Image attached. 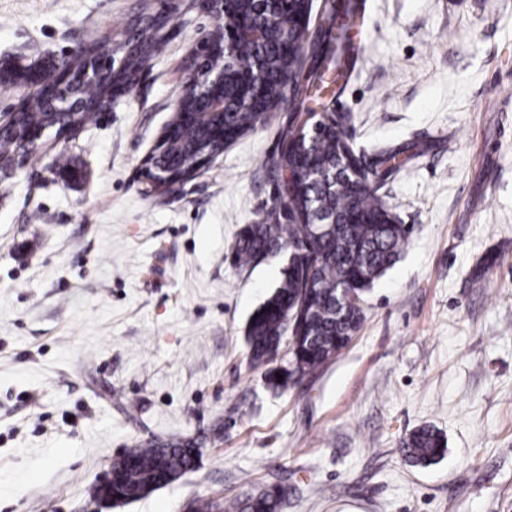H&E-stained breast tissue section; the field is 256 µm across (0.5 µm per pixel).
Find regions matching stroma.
Segmentation results:
<instances>
[{"label": "stroma", "instance_id": "35a3bbf8", "mask_svg": "<svg viewBox=\"0 0 512 512\" xmlns=\"http://www.w3.org/2000/svg\"><path fill=\"white\" fill-rule=\"evenodd\" d=\"M188 2L0 0V64L173 16L109 112L0 179V512H184L272 484L283 512H512V0H361L359 62L310 96L367 163L411 145L381 193L413 231L351 343L282 392L245 341L279 262L228 253L277 194L288 109L175 192L139 177L216 25ZM423 425L447 452L413 466L400 441ZM176 435L196 471L93 501L113 459Z\"/></svg>", "mask_w": 512, "mask_h": 512}]
</instances>
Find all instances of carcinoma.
Segmentation results:
<instances>
[{
    "instance_id": "cac0c4a2",
    "label": "carcinoma",
    "mask_w": 512,
    "mask_h": 512,
    "mask_svg": "<svg viewBox=\"0 0 512 512\" xmlns=\"http://www.w3.org/2000/svg\"><path fill=\"white\" fill-rule=\"evenodd\" d=\"M167 23L168 19L160 14L148 15L128 30L122 45L126 66L116 81L104 79L67 86L60 91L59 98L67 97L75 102L97 100L109 95L116 84H132ZM335 23V12L323 16L322 59L318 65L310 68L304 66V55L301 53L308 42L307 29L289 18L286 10L277 16L276 24L290 27V37L298 53H285L275 40L262 47L251 43L239 44L236 70L228 72L224 78V97L228 102H233L239 82L237 71L250 69L257 64L261 65L268 79L266 97L255 100L245 108L229 106L224 112L222 138L209 135L195 124L173 120V148L184 145L191 147L192 151L184 154L170 152L157 157L150 177L164 181L183 177L198 158L214 154L219 156L227 142L256 130L277 107L276 85L282 72L294 67V82L304 78L311 85H325L326 78L332 72L341 70L348 46L347 26L342 24L337 27ZM59 65L79 74L87 66V54L79 53L63 61L49 60L7 68L0 73V83L22 85L31 70L54 69ZM24 107L26 126H54L58 132L67 124H83L93 116L87 109L71 106L65 109L61 104L55 106L50 98L42 94L26 99ZM304 119V113H292L291 121L280 131L281 146L268 160L270 165L282 170L289 168L298 175L304 174V170L312 165L329 175L335 162L355 154V150L346 143L341 125H331L336 116L328 113L324 114V119L330 123V130L312 142H305L306 154L292 152L290 146L298 140L299 124ZM21 148L23 134L4 132L0 135V163L7 165L12 162ZM402 153L401 149L386 150L381 163L390 164L388 169L381 172L369 169L359 173V176L373 181L371 189L366 187L352 193L343 188L333 193L319 183L312 186L305 184L303 192L295 197L284 189L276 200L286 201V209L291 215L289 221L267 219L246 224L239 230L230 252L231 263L239 269L254 267L293 247L306 244L315 246L314 257L302 256L292 264H282L277 287L254 310V315L247 322L246 343L253 365L272 363L281 348L288 346L286 364L271 367L265 372L271 388L283 391L297 377L315 374L346 348L360 329L364 321L363 308L338 304V295L341 289L349 288L360 299H365L373 283L397 261L409 236L410 229L400 220L386 222L384 211L388 206L379 194L385 177L399 165ZM308 194L316 197L312 207L325 214H336V223L314 224L304 215V196ZM278 374L282 375L280 382L276 378ZM401 447L411 464L426 466L445 455L447 443L438 430L424 425L405 436ZM199 455V444L183 436L128 448L112 462L115 477L113 492L120 499L144 497L194 469ZM284 500L285 491L281 487L267 486L223 508L206 500H194L190 507L192 512H215L219 508L222 512H281Z\"/></svg>"
}]
</instances>
